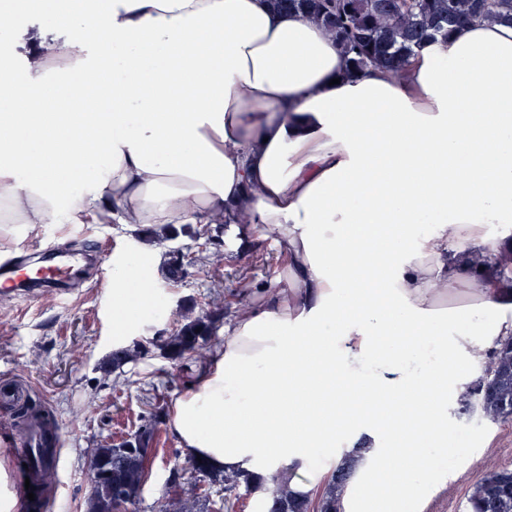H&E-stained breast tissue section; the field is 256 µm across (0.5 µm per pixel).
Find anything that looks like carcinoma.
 Listing matches in <instances>:
<instances>
[{
	"instance_id": "carcinoma-1",
	"label": "carcinoma",
	"mask_w": 512,
	"mask_h": 512,
	"mask_svg": "<svg viewBox=\"0 0 512 512\" xmlns=\"http://www.w3.org/2000/svg\"><path fill=\"white\" fill-rule=\"evenodd\" d=\"M283 11L306 14L325 25L342 46L352 71L370 67L398 70L414 48L431 41L446 40L462 22L486 19L512 25V0H273ZM217 316H184L180 328L158 339L156 347L171 360L201 357L216 336ZM146 354L138 346L112 351L105 374L113 373ZM483 415L495 421L512 420V349L503 344L486 355L483 374L459 413L467 415L477 405ZM19 422L30 425L51 424L50 413L35 406L20 410ZM154 433L145 428L138 445L100 446L87 453L86 476L96 478L86 499L85 512H117L116 491L120 490L135 504L150 475L149 457ZM197 476L224 485V491L244 488L252 494L249 477L238 472H220L207 461L191 463ZM355 460L342 459L330 476L325 492L315 501L296 496L288 485L270 478L261 501V512H336V502L347 489ZM49 462L45 458L29 471L35 497L46 491ZM467 512H512V470L508 468L483 473L466 501Z\"/></svg>"
}]
</instances>
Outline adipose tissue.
I'll use <instances>...</instances> for the list:
<instances>
[{
    "instance_id": "1",
    "label": "adipose tissue",
    "mask_w": 512,
    "mask_h": 512,
    "mask_svg": "<svg viewBox=\"0 0 512 512\" xmlns=\"http://www.w3.org/2000/svg\"><path fill=\"white\" fill-rule=\"evenodd\" d=\"M29 14L72 37L0 58V226L271 234L281 272L222 326L171 430L300 497L322 480L313 457L357 451L340 512H424L449 402L512 336V271L493 269L512 236L487 230L512 224V26L468 22L399 73L353 74L329 31L270 0L0 6L12 28ZM473 254L487 273L460 265ZM112 288L122 326L153 299L132 268ZM426 341L434 362L410 370Z\"/></svg>"
}]
</instances>
